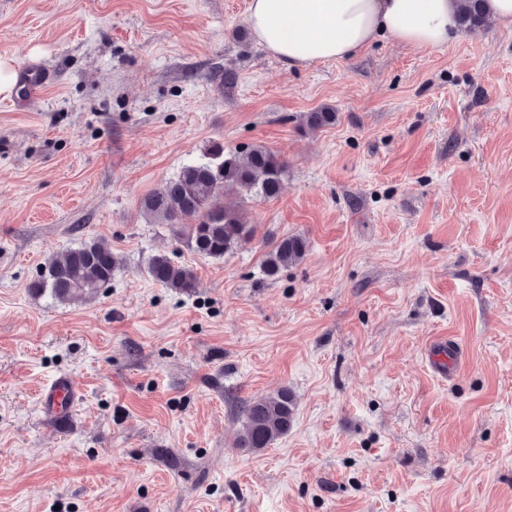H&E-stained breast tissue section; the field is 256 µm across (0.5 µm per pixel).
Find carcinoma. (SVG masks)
<instances>
[{"label": "carcinoma", "mask_w": 512, "mask_h": 512, "mask_svg": "<svg viewBox=\"0 0 512 512\" xmlns=\"http://www.w3.org/2000/svg\"><path fill=\"white\" fill-rule=\"evenodd\" d=\"M461 2L464 12L460 25L464 29L487 23L485 0ZM335 121L336 113L327 108L305 116V126L311 132ZM286 174V162L264 146L239 152L217 143L202 158L184 165L176 178L145 195L140 207L146 216L161 224L179 226L178 235L193 252L220 259L255 232L241 209L224 205L223 193L234 192L251 200L277 198L286 189ZM186 217L193 218V222L185 227L182 220ZM307 252L308 242L300 235L276 239L266 253L264 273L275 277L282 268L301 262ZM118 267L119 258L111 250L96 242H83L49 258L32 289L65 302L76 295L95 293L112 281ZM148 273L155 282L183 293L198 285L192 269L175 264L165 254L150 259ZM295 406L294 396L286 388L242 401V430L237 447L258 452L273 445L291 429Z\"/></svg>", "instance_id": "obj_1"}]
</instances>
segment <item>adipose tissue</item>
<instances>
[{
	"mask_svg": "<svg viewBox=\"0 0 512 512\" xmlns=\"http://www.w3.org/2000/svg\"><path fill=\"white\" fill-rule=\"evenodd\" d=\"M457 0H250L256 39L288 67L351 58L386 37L432 50L458 31Z\"/></svg>",
	"mask_w": 512,
	"mask_h": 512,
	"instance_id": "obj_1",
	"label": "adipose tissue"
}]
</instances>
